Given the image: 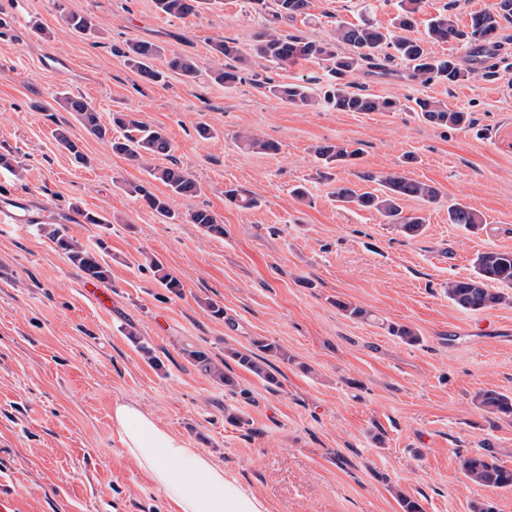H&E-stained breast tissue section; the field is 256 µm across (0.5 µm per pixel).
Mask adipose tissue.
Wrapping results in <instances>:
<instances>
[{
  "label": "adipose tissue",
  "instance_id": "obj_1",
  "mask_svg": "<svg viewBox=\"0 0 512 512\" xmlns=\"http://www.w3.org/2000/svg\"><path fill=\"white\" fill-rule=\"evenodd\" d=\"M112 425L125 454L150 475L172 512H270L265 497L138 402H115Z\"/></svg>",
  "mask_w": 512,
  "mask_h": 512
}]
</instances>
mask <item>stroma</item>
I'll return each instance as SVG.
<instances>
[{
    "label": "stroma",
    "mask_w": 512,
    "mask_h": 512,
    "mask_svg": "<svg viewBox=\"0 0 512 512\" xmlns=\"http://www.w3.org/2000/svg\"><path fill=\"white\" fill-rule=\"evenodd\" d=\"M494 2L424 0L412 35L424 38V20L444 9L463 26ZM272 8L273 0H208L179 19L153 0H0V148L16 158L14 171L0 170V201L25 196L49 221L76 205L106 216L64 230L104 247L111 267L106 309L42 225L0 223V494L17 498L20 512H170L112 427V406L123 400L211 453L271 512H402V493L422 512H469L483 499L512 512V490L475 485L459 466L487 445L512 468V422L490 421L473 401L481 390L512 393V305L468 312L442 288L471 276L478 253L512 250V40L494 56L492 79L477 71L424 85L398 59L384 75L360 71L354 91L403 104L369 113L300 109L250 80L231 90L205 75L143 85L117 53L126 41H150L190 54L205 72L213 42L251 44ZM69 12L93 15L97 37L70 32L61 21ZM397 12L398 0H310L281 28L320 41L365 16L391 26ZM264 74L316 93L332 80L316 58L270 64ZM61 90L102 119L125 110L163 128L173 151L158 165L177 163L201 186L173 207L184 216L209 209L223 235L162 223L128 195L126 184L150 181L146 169L55 104ZM418 98L470 112L473 124L431 125L413 109ZM201 122L212 138L198 137ZM244 129L278 142L279 152L240 150L234 135ZM59 130L88 165L58 146ZM338 141L358 149L357 159L323 166L316 146ZM384 172L438 189L433 203H403L426 216L422 234L406 236L377 212L337 200V187L366 190L369 176ZM297 186L305 199L293 196ZM229 187L259 206H229ZM457 202L483 216L482 230L449 223ZM154 261L178 278L180 294L161 286ZM344 302L371 320L349 317ZM392 324L413 328L420 343L391 335ZM263 339L289 355L274 360L273 385L230 359ZM189 347L225 360L237 391L198 370ZM231 413L242 424L229 423Z\"/></svg>",
    "instance_id": "1"
}]
</instances>
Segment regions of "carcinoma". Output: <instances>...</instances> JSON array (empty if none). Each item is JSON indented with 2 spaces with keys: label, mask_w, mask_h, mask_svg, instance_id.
Here are the masks:
<instances>
[{
  "label": "carcinoma",
  "mask_w": 512,
  "mask_h": 512,
  "mask_svg": "<svg viewBox=\"0 0 512 512\" xmlns=\"http://www.w3.org/2000/svg\"><path fill=\"white\" fill-rule=\"evenodd\" d=\"M202 0H154L156 10L166 16L187 18L198 13ZM274 19H292L306 13L310 0H275ZM422 0H401V11L395 18L394 30L383 29L365 18L358 24L339 25L335 38L331 41L318 42L308 37L270 28L260 34L255 43L247 49L231 40H218L212 44L215 66L209 71L208 78L225 88H234L244 80L243 72L248 70L257 77V69L263 62L279 67L294 65L300 60L319 58L329 63L330 72L336 78L324 91V103L338 112H394L400 103L392 98H379L370 94L351 90L345 78L363 69H380L382 61L396 56L408 65L411 78L424 84L434 81L455 83L465 79L468 71L451 58L438 60L431 57L421 41L407 36L417 24L416 16L420 11ZM447 11L431 18L427 24L426 35L429 41L437 43H465L482 48L486 45L498 46L507 38L503 34L501 20L512 18V0H496L493 8L471 14L470 24L459 27ZM66 26L80 36L96 34L97 25L89 14L66 13L63 16ZM393 49L395 55L385 53ZM127 64L137 77L147 83L163 79L164 72L154 67L155 58L162 55V47L156 43L130 40L120 51ZM166 70L194 82L201 77L194 58L186 53L173 52L165 57ZM265 88L276 98L295 107H306L314 102V95L309 87L298 83H278L264 81ZM55 103L66 112L76 114V119L86 130L98 139L106 141L112 153L147 166L150 177L163 183L168 194L157 195L142 183H129L125 190L132 196L144 201L147 206L164 223H173L182 217L171 204L174 197H194L201 192L196 179L187 171L177 166L156 167L151 160L172 151V143L162 129L142 121L136 112L112 113V126L126 131L121 137L112 136V126L100 121L98 112L82 97L62 91ZM424 118L437 126L452 127L471 123L470 113L452 110L446 105L430 99L415 102ZM59 144L64 147L80 164L87 163V157L79 145L66 134L58 135ZM237 145L248 152L275 154L280 150L279 143L263 139L251 132L236 135ZM319 159L326 162L348 163L356 158L357 150L341 142H326L316 149ZM381 186L378 191L358 193L350 188L336 189V197L363 210H375L390 224L399 226L407 236L421 234L426 226L422 216L403 214L402 202L415 198L433 202L438 198V190L431 184L421 182L405 175L389 173L380 176H368ZM224 198L239 209H253L259 206L258 198L241 190L230 188L224 191ZM187 219L199 225L208 234H224V226L219 224L214 213L206 208H198L188 213ZM448 222L459 224L467 229L478 230L484 224L482 216L471 207L456 203L448 208ZM48 236L55 241L71 263L87 278L102 283L111 281L110 266L96 250H91L68 237L61 226L47 225ZM160 284L171 293H178L181 285L177 279L164 271L156 261L151 263ZM475 273L461 280H450L445 286V293L457 307L470 312H479L501 305H512V251L489 249L477 254L474 261ZM389 333L407 344L420 341L417 332L405 325H390ZM256 351L251 354L231 353L232 358L266 382L275 383L274 376L268 370L269 358L290 360L288 354L274 343L259 340ZM188 357L198 369L213 381L230 391L236 390L232 377L224 372V366L218 364L205 351L186 350ZM477 407L489 414L494 420L512 418V395L497 390H483L475 395ZM463 475L476 485L512 490V468L502 465L495 451L491 448H478L460 460Z\"/></svg>",
  "instance_id": "obj_1"
}]
</instances>
